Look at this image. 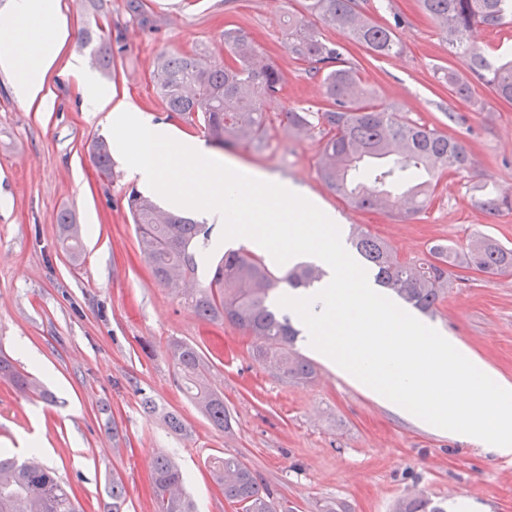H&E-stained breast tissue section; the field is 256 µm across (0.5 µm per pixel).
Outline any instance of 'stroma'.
Here are the masks:
<instances>
[{"instance_id":"1","label":"stroma","mask_w":512,"mask_h":512,"mask_svg":"<svg viewBox=\"0 0 512 512\" xmlns=\"http://www.w3.org/2000/svg\"><path fill=\"white\" fill-rule=\"evenodd\" d=\"M155 26L146 29L108 0L92 19L88 0H61L70 30L58 66L48 78L52 103L37 108L17 98L0 72V351L40 381L54 397L45 405L32 394L0 385V448L17 457L20 442L40 432L46 466L69 483L85 512L111 506L113 479L126 489L123 512H155L151 470L165 454L179 464L197 512H231L206 468L212 456L231 454L265 483L278 512H320L330 502L349 512H393L416 491L452 507L469 502L475 512H512V460L499 459L448 435L435 434L378 404L339 375L304 341L297 352L312 359L314 379L282 380L252 357L251 339L226 324L202 321L173 290L155 282L138 250L124 193L133 184L123 158L113 177L92 161L95 139L110 138L100 112H86L87 89L69 72L71 59L90 64L80 31L91 21L119 33L109 73L97 78L115 97L136 103L155 122L184 136L194 128L169 118L151 74L163 52L223 50L224 26L234 23L272 58L286 84L269 112L317 110L326 104L320 76L297 62L281 42V28L299 0H144ZM385 22L401 16L399 56L375 58L344 31L327 39L347 50L368 78L369 90L412 119L464 141L475 160L466 175L445 177L433 204L400 220L387 211H359L331 194L316 174L317 134L291 136L275 129L266 150L224 149V157L306 189L336 213L341 233L362 225L400 256L422 255L444 240L466 244L484 233L512 248V212L488 219L471 191L488 183L512 186V102L476 85L485 111L453 98L440 82L442 67H460L416 0H360ZM73 210L84 255L72 265L55 218ZM456 337L491 376L512 381V273L488 280L466 274L432 319ZM26 338L21 352L17 338ZM194 344L210 366L211 385L224 395L231 427L214 429L181 389L167 344ZM158 411L145 413L142 399ZM174 411L188 432L171 433L162 415Z\"/></svg>"}]
</instances>
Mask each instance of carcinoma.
I'll return each instance as SVG.
<instances>
[{
	"instance_id": "1",
	"label": "carcinoma",
	"mask_w": 512,
	"mask_h": 512,
	"mask_svg": "<svg viewBox=\"0 0 512 512\" xmlns=\"http://www.w3.org/2000/svg\"><path fill=\"white\" fill-rule=\"evenodd\" d=\"M421 11L447 41L450 52L463 64L464 73L448 67L445 80L451 95L471 101L474 85L490 87L495 95L512 102V61L489 60L468 41L476 25L497 29L512 21V0H418ZM126 12L142 26L154 27L143 0H126ZM394 24L379 23L356 8V0H301V10L288 17L282 30L285 48L296 60L315 65L322 75L326 107L315 112L290 109L273 117L266 102L284 90V75L275 63L262 58L254 40L243 30L224 28L227 54L206 49L165 53L157 57L152 80L169 116L206 134L218 148L243 145L263 151L270 130L279 125L290 133L318 130L322 152L318 175L329 191L356 210L387 209L395 192H402L408 219L430 206L440 180L447 173L470 172L475 161L463 142L418 122L375 99L358 68L345 59L346 49L325 38L323 29L340 28L380 58L399 55L402 47ZM92 56L105 71L112 61V34L94 37ZM92 160L101 176L112 178V152L105 139L91 146ZM479 206L491 219L512 211V196H497L477 182ZM134 224L137 244L152 277L162 285L172 270L184 282L196 279L201 251L208 246L210 228L193 219L161 208L136 188L124 194ZM59 239L74 261L82 259L81 228L72 212L56 215ZM352 244L374 272L375 282L424 314L437 311L453 287L448 267L477 269L488 278L512 271V248L486 234H475L464 246L436 241L424 259L404 258L383 239L360 228ZM324 272L299 264L278 276L251 252L228 251L213 266L207 286L181 289V299L200 319L221 322L255 339L253 357L270 365L289 382L315 376L314 364L294 351L300 331L288 310L278 305L275 292L281 284L297 289L314 287ZM169 351L183 388L209 423L223 431L229 425L224 395L209 383V366L197 348L173 341ZM0 381L24 393L52 402L39 381L19 371L0 353ZM213 482L224 489V500L235 512H276L271 494L252 469L236 456L214 457L207 463ZM155 512H194L183 490L181 472L167 456L153 464ZM0 512H79L70 485L44 466L28 465L0 448ZM394 512H446L433 499L410 496L398 500Z\"/></svg>"
}]
</instances>
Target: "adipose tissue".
Listing matches in <instances>:
<instances>
[{
  "label": "adipose tissue",
  "mask_w": 512,
  "mask_h": 512,
  "mask_svg": "<svg viewBox=\"0 0 512 512\" xmlns=\"http://www.w3.org/2000/svg\"><path fill=\"white\" fill-rule=\"evenodd\" d=\"M68 31L61 18L60 0H11L0 13V71L12 78L16 96L34 101L44 95L46 76L54 68Z\"/></svg>",
  "instance_id": "obj_1"
}]
</instances>
